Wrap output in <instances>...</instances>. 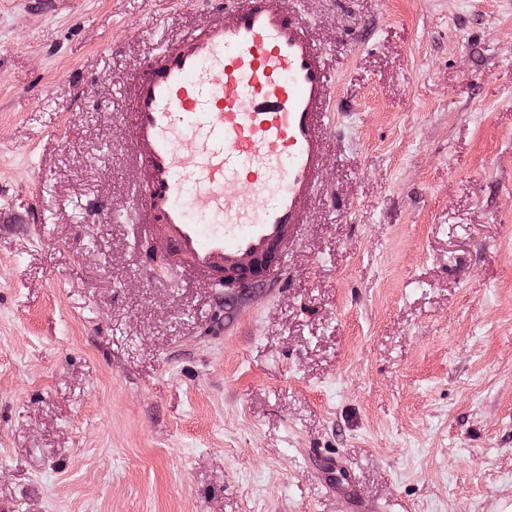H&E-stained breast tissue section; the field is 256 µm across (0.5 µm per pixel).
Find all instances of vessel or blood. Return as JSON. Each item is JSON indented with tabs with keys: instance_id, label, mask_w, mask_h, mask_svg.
<instances>
[{
	"instance_id": "obj_1",
	"label": "vessel or blood",
	"mask_w": 512,
	"mask_h": 512,
	"mask_svg": "<svg viewBox=\"0 0 512 512\" xmlns=\"http://www.w3.org/2000/svg\"><path fill=\"white\" fill-rule=\"evenodd\" d=\"M147 68L131 82L129 138L163 253L216 287L228 277L277 282L324 162L333 80L320 50L284 0H224L216 18ZM186 138L192 147L180 148ZM191 198L217 223L192 220ZM323 467L358 512L340 457Z\"/></svg>"
}]
</instances>
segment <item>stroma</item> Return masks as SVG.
<instances>
[{"mask_svg":"<svg viewBox=\"0 0 512 512\" xmlns=\"http://www.w3.org/2000/svg\"><path fill=\"white\" fill-rule=\"evenodd\" d=\"M330 69L284 288L145 257L130 81L209 0H0V512H512V0H285ZM323 467L325 470H328L330 474L335 476L333 487L336 488V493L339 494L347 504L346 510L349 512H358L359 510L355 507V480L340 457L334 454L325 456L323 458Z\"/></svg>","mask_w":512,"mask_h":512,"instance_id":"obj_1","label":"stroma"}]
</instances>
